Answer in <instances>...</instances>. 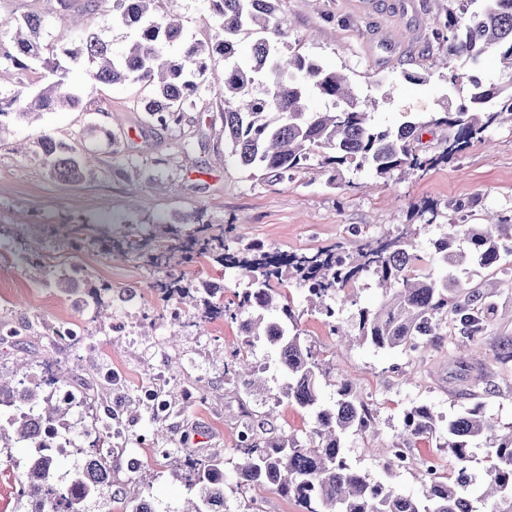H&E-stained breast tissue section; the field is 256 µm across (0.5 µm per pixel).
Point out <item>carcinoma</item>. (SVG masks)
Here are the masks:
<instances>
[{
  "label": "carcinoma",
  "mask_w": 512,
  "mask_h": 512,
  "mask_svg": "<svg viewBox=\"0 0 512 512\" xmlns=\"http://www.w3.org/2000/svg\"><path fill=\"white\" fill-rule=\"evenodd\" d=\"M177 0H112V21L129 32L120 52L101 34L86 27L73 30L70 47L63 51L72 62L86 57L97 63L90 77L95 83L145 82L153 85L144 104L150 119L162 126H179L187 101L205 81L208 62L224 59V145L240 167L260 173L269 183H280L310 169L311 157H320V168L335 180L340 167L369 166L380 178L396 171L426 172L461 156L483 137L503 115L512 119V91L485 86L466 74H452L456 84L468 80L469 100L455 110L438 113L426 123L405 121L397 129H379L369 112L352 101L347 78L328 72L316 61L288 54L280 44L288 30L277 16L276 0H208L219 33L208 43L187 39L183 27L161 5ZM44 18L32 13L17 21L13 52L5 58L21 70L29 64L41 67L56 80L37 92L20 89L0 97V130L12 121L30 120L44 112L73 109L80 95L66 85L68 69L58 55L41 43ZM257 35L248 57L237 53L236 37L243 32ZM436 39L448 44V52L476 64L488 51L495 52L512 69V0H482L469 14L448 10L436 22ZM346 103L339 112H311L307 106L310 88ZM425 127L443 128L439 153L422 154L416 149ZM36 145L50 174L76 182L84 175V161L76 148L48 134ZM186 222L197 225L191 234L170 229L172 244L155 250L150 238L127 242V248L147 257L156 267H170L178 259L210 257L220 266L238 273L244 288L229 301H204L203 322L225 319L241 322L247 336L245 347L261 338L279 348L284 384L276 402L286 400L315 415L309 438L266 435L264 426L247 423L240 435L241 459L235 464L236 481L230 491L252 493L246 512H262L259 493L275 490L293 498L304 512H512V430L500 432L486 417L478 402L448 416L445 442L455 460L456 475L429 478L422 496L406 494L394 484L372 481L348 462L344 439L351 430L366 433L374 428L373 409L343 382L337 398L324 404L319 396L322 364L319 353L303 344L296 332V319L289 284L306 290L310 302L342 339L351 337L336 326V309L330 300L348 291L366 276L385 289V300L375 310L358 311L354 327L358 339L377 349L419 351L441 340V329L450 325L463 342L476 340L489 316L497 313L496 291L462 281L459 273L471 267L509 271L502 260L512 256V224H452L440 242L443 273L424 268L410 235L369 240L352 253L338 244L313 254H288L257 245L235 246V225L226 224L223 235L209 234L210 221L198 210ZM162 298L181 302L194 298L198 289L182 276H170L152 285ZM275 309L278 319L268 321L264 312ZM242 349L232 351L224 366V381L247 394L257 389L246 366ZM72 370L55 365L42 372L23 375L9 384L0 381V414L8 408H25L50 428L70 429L65 416L71 405L51 403V392L66 387ZM439 431V418L427 405L406 410L399 438L387 445L386 470L403 469L407 456L401 446L430 439ZM25 441L31 448H44L31 423L0 421V454L11 442ZM488 449L491 464L477 493L468 491L471 449ZM87 459L82 481L63 494L52 484L57 468L55 456H30L23 476L21 495L35 504L31 512H88V504L105 488L112 487V444L105 438ZM187 507L180 512H224V459L211 456L190 466L185 478ZM125 512H154L143 496L137 478L121 492Z\"/></svg>",
  "instance_id": "obj_1"
}]
</instances>
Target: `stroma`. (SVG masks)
<instances>
[{"instance_id":"stroma-1","label":"stroma","mask_w":512,"mask_h":512,"mask_svg":"<svg viewBox=\"0 0 512 512\" xmlns=\"http://www.w3.org/2000/svg\"><path fill=\"white\" fill-rule=\"evenodd\" d=\"M81 5L0 0V44L14 35L18 19L41 13L48 19L44 43L64 46L69 13ZM448 6L449 0H278V14L295 51L346 75L357 89L358 107L371 111L377 128L394 129L411 119L429 121L467 100L469 84H450L449 74L471 72L484 84L512 86V70L496 53L471 65L447 55L434 39V23ZM179 13L189 39L214 37L217 24L206 0H180ZM441 54L445 65L431 70L432 58ZM92 69L87 63L70 76L82 95L78 109L14 121L0 135V323L23 331L0 343V369L72 360L63 339L45 335V328L85 335L75 377L108 375L118 391L112 401L120 429L112 441L114 488L138 474L155 512H177L190 460L238 459L237 435L246 419L271 415L273 433L303 439L314 417L298 406L275 404L282 382L279 350L268 343H255L252 356L265 369L264 390L246 394L225 384L224 363L242 342L237 324L193 326L191 304L162 300L154 291L165 271L122 252L116 241L150 233L162 244L172 225L191 233L184 218L197 209L206 210L212 223L236 224L243 242L289 253L354 244L411 224L418 253L437 270L433 244L450 222L482 224L491 214L512 220V122L491 128L461 158L424 173L379 178L369 168L347 165L332 186L316 167L271 185L224 161L223 60H212L186 122L176 128L148 124L141 103L146 86L94 84ZM97 126L104 134L90 136ZM41 131L92 156L81 182L50 176L32 150ZM427 205L436 211L430 224L417 214ZM19 237L28 251L17 249ZM468 277L474 284L497 279L500 312L462 357L450 330L440 346L420 353L367 343L337 348L324 316L309 306L303 290L292 291L297 330L330 368L321 381L322 402L332 403L337 381L345 379L373 406L376 434L353 433L345 442L349 463L371 478L388 477L381 444L397 439L402 415L413 406L448 416L477 400L500 429L512 426V362L496 359L499 345L512 340V274L475 267ZM97 287L105 301L100 309L87 300ZM159 381L171 402L164 422L142 396L143 388ZM407 455L406 469L393 477L407 493L424 490L427 459L437 460L444 476L454 474L453 458L438 440L413 443Z\"/></svg>"}]
</instances>
